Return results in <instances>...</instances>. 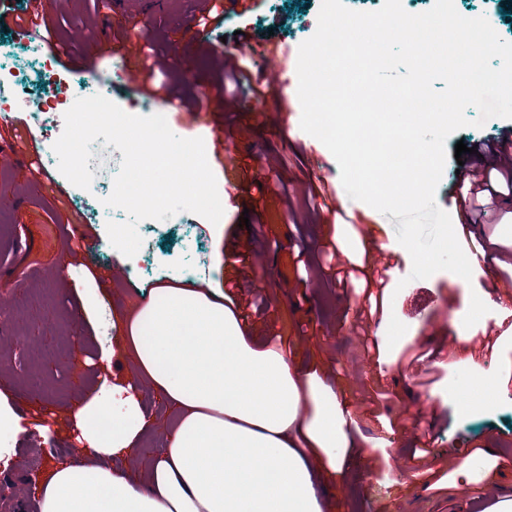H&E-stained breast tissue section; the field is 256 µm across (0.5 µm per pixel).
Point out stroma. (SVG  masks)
Wrapping results in <instances>:
<instances>
[{"mask_svg": "<svg viewBox=\"0 0 512 512\" xmlns=\"http://www.w3.org/2000/svg\"><path fill=\"white\" fill-rule=\"evenodd\" d=\"M320 5L321 0H259L247 18L231 13L225 20L229 28L247 23L272 33L287 54L281 81L288 86L290 119L269 112L246 122L228 112L224 129L239 141L240 165L261 164L266 174L282 175L290 203L273 198L266 206H255L254 187L248 198L230 200L226 173L212 164L224 208L219 224L187 211L163 221H141L139 272L108 287L102 273L118 252L105 226L112 210L101 201L119 159L101 158L86 191L57 167H43L46 142L40 139L23 144L21 169L0 175V265H14L19 280L10 291L9 334L0 340V408L9 409L22 425L0 435V448L14 451L10 466L0 467V502L10 512L21 507L40 512L34 492L45 472L75 457L77 410L101 396L103 381L132 376L133 361L123 345L129 307L147 303L159 284L191 287L184 268L224 255L245 218L259 241L261 259L236 278L240 323L258 348L282 347L315 393H336L355 441L354 447L332 451L342 469L324 484L327 512H486L499 499L512 498V338L502 335L497 307L512 290L496 285L499 279H512V193L498 184L493 223L477 225V233L491 242L490 264L473 269L468 281L448 271L409 280L412 261L397 240L399 218L353 200L343 190L338 193L341 209L357 212L365 222L356 228L333 227L332 215L305 199L304 189L317 179L311 153L321 155L332 179H339L340 169L331 152L302 131L297 96L298 47L314 33ZM196 7L195 0H168L167 10L151 23L165 33L161 54L168 63L166 81L189 103L201 85L217 87L224 81L205 50L189 47L182 37ZM74 16L98 28L110 20L112 10L95 11L87 0L50 7L46 21L56 39L51 44L39 40L34 47L14 40L11 29L0 25V61L15 84L37 91L34 76L43 57L59 73L77 74L84 83L97 84L110 75L111 61L105 56L89 70L67 64V57L83 53L70 38L68 20ZM509 126L512 121L492 118L483 127H465L448 137L449 157L435 194L442 210L456 215L457 183L486 164L485 157L471 153L454 157L456 143L491 141ZM9 184L27 188L30 213L40 226L21 223L13 197L5 191ZM89 206L98 207L104 218L94 230L100 246L91 261L58 239L61 225L72 223ZM374 226L381 228L391 260L387 298L382 310L369 316L359 289L330 282L320 266L321 249L330 239L341 258L372 253L369 231ZM31 234L36 247L18 255L20 242ZM478 292L486 299L481 317L462 319ZM463 334L468 342H460ZM489 338L496 356L487 360L480 349ZM488 380L505 385V392L488 408L466 410L473 389ZM139 395L151 426L141 434L136 453L120 460L123 470L146 462L171 417L154 390L143 386ZM422 443L428 444V452H419ZM464 460L470 468L466 480L456 473ZM432 473L440 480L429 487L425 480Z\"/></svg>", "mask_w": 512, "mask_h": 512, "instance_id": "obj_1", "label": "stroma"}]
</instances>
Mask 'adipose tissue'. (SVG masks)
I'll return each instance as SVG.
<instances>
[{"label":"adipose tissue","mask_w":512,"mask_h":512,"mask_svg":"<svg viewBox=\"0 0 512 512\" xmlns=\"http://www.w3.org/2000/svg\"><path fill=\"white\" fill-rule=\"evenodd\" d=\"M126 339L138 381L176 420L141 469L106 467L147 427L133 385L109 387L75 414L88 463L49 474L40 512H324L315 451L354 445L336 397L313 395L285 355L254 347L223 296L158 289Z\"/></svg>","instance_id":"ef3b65f1"}]
</instances>
